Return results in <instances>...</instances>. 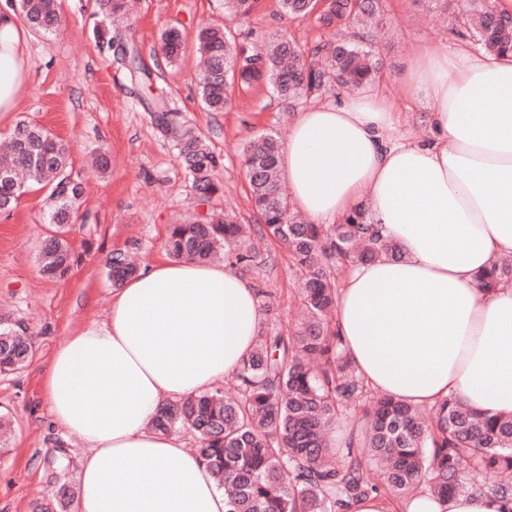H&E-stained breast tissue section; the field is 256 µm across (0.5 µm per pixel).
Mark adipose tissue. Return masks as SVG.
Wrapping results in <instances>:
<instances>
[{"label": "adipose tissue", "mask_w": 512, "mask_h": 512, "mask_svg": "<svg viewBox=\"0 0 512 512\" xmlns=\"http://www.w3.org/2000/svg\"><path fill=\"white\" fill-rule=\"evenodd\" d=\"M28 71L24 35L0 6V112ZM411 97L431 109L422 141L383 91L300 112L281 165L296 206L316 224L362 199L404 256L350 267L336 328L374 391L412 406L456 396L512 414V288L478 277L512 254V52L462 43L407 58ZM265 320L252 284L222 262H158L124 282L110 317L68 336L45 372L53 419L89 448L79 512H224V492L177 437L152 427L167 401L235 374ZM404 512H501L492 496L434 500Z\"/></svg>", "instance_id": "1"}]
</instances>
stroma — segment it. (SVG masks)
Here are the masks:
<instances>
[{"label":"stroma","mask_w":512,"mask_h":512,"mask_svg":"<svg viewBox=\"0 0 512 512\" xmlns=\"http://www.w3.org/2000/svg\"><path fill=\"white\" fill-rule=\"evenodd\" d=\"M59 5L57 31L28 35L26 85L14 111L0 112V141L25 120L70 143L68 170L83 187L68 236L79 261L61 281L39 274L38 248L49 230L45 192L26 194L10 216L0 215V315L20 322L34 342L33 358L23 370L0 375V410L10 412L14 423L9 448L0 452V512H30L33 502L51 493L58 477L51 459L58 453L70 460L68 479L80 480L88 448L53 421L42 383L57 346L85 325L108 318L113 293L108 259L124 252L143 266L167 260L164 243L170 225L198 214L229 211L240 223H255L242 149L263 131L288 139L296 119L283 112L264 86L237 93L226 111H206L194 51L165 62L158 44L161 32L177 27L191 36L198 25L212 23L249 47L262 46L277 29L303 46L321 36L310 21L281 17L278 0H259L245 20L226 15L224 0H137L121 29L97 0H59ZM385 18L392 37L380 48L387 62L380 85L409 129L427 138L430 110L425 102L410 100L402 78L404 61L424 47L454 46L463 32L455 10L429 0H386ZM101 31L136 44L142 65L156 76L152 86L130 84L124 66L102 50ZM159 95L179 121L206 137L222 161L218 177L223 188L208 200L198 198L174 142L143 108L145 100ZM101 153L108 160L104 169L94 162ZM260 248L276 258L253 281L270 293L267 325L283 332L301 316L297 276L276 242L264 240Z\"/></svg>","instance_id":"obj_1"}]
</instances>
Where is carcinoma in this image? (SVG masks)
Listing matches in <instances>:
<instances>
[{
	"mask_svg": "<svg viewBox=\"0 0 512 512\" xmlns=\"http://www.w3.org/2000/svg\"><path fill=\"white\" fill-rule=\"evenodd\" d=\"M256 2L224 0V9L244 19ZM279 7L282 15L308 20L325 35L305 50L277 30L263 47L248 50L218 25L198 28V86L208 111L226 110L235 90L260 84L293 108L336 87L368 89L381 78L384 58L372 44L384 23V0H279ZM18 12L35 33L61 26L57 0H18ZM459 16L484 52L512 51V12L488 0H462ZM100 39L101 48L114 50L125 63L131 84L151 80L134 48L114 37ZM185 44L175 27L161 34V51L170 61ZM145 110L176 142L195 191L203 198L218 192L220 161L204 139L177 121L161 97ZM281 152L272 131L251 139L242 152L258 224H240L229 214L174 224L166 249L179 261L209 262L229 256L232 247V267L258 270L269 259L253 239L269 238L300 273L306 319L288 334L261 330L235 373L234 397L215 387L169 403L158 411L154 429L187 430L198 438L197 455L227 490L225 512H350L371 495L395 505L423 487L439 500L459 491L490 494L502 502V512H512V415L488 417L447 398L426 420L419 408L373 392L357 373L332 322L343 275L352 264L398 260L401 246L367 223L362 207L331 231L304 221L282 191ZM69 154L67 143L21 121L11 134L9 160L0 162V196L11 197L5 212L13 211L27 190H48L51 230L40 242L38 261L49 279L63 278L74 264L68 234L82 189L66 175ZM107 269L116 286L138 273L118 252ZM511 282L508 259L480 275L483 288ZM33 352L27 329L0 318V372L24 368ZM357 411L360 426L345 447H332L328 427ZM76 498V489L64 482L53 501L35 503L32 512H68Z\"/></svg>",
	"mask_w": 512,
	"mask_h": 512,
	"instance_id": "cac0c4a2",
	"label": "carcinoma"
}]
</instances>
